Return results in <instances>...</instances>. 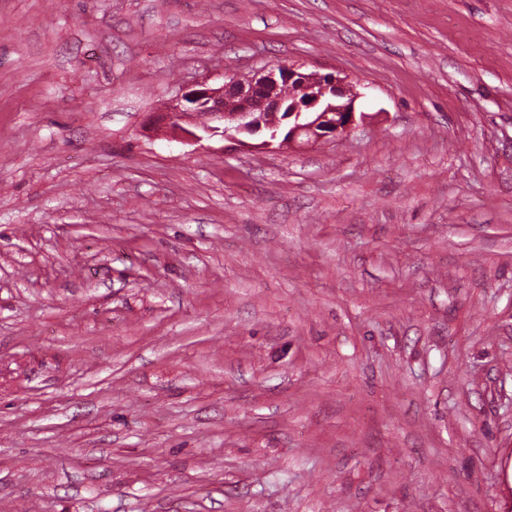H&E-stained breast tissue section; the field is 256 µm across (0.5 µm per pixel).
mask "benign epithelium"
I'll return each instance as SVG.
<instances>
[{
	"label": "benign epithelium",
	"mask_w": 512,
	"mask_h": 512,
	"mask_svg": "<svg viewBox=\"0 0 512 512\" xmlns=\"http://www.w3.org/2000/svg\"><path fill=\"white\" fill-rule=\"evenodd\" d=\"M286 87L294 91L290 103L283 92ZM359 97L346 78L334 72L305 73L301 65L289 61L250 76L226 73L221 83L204 79L186 85L149 126H163L196 141L204 135L236 140L265 129L270 139L262 145L269 146L286 121L279 146L300 149L350 134L356 118H366L365 113H356ZM200 116L205 121H197ZM188 124L200 133L187 129Z\"/></svg>",
	"instance_id": "benign-epithelium-1"
}]
</instances>
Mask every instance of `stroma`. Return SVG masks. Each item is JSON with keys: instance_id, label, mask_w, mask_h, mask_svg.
<instances>
[{"instance_id": "obj_1", "label": "stroma", "mask_w": 512, "mask_h": 512, "mask_svg": "<svg viewBox=\"0 0 512 512\" xmlns=\"http://www.w3.org/2000/svg\"><path fill=\"white\" fill-rule=\"evenodd\" d=\"M285 60L366 120L144 129ZM0 512H512V0H0Z\"/></svg>"}]
</instances>
